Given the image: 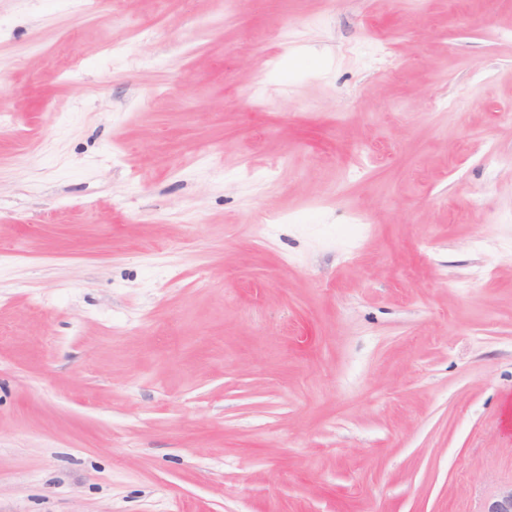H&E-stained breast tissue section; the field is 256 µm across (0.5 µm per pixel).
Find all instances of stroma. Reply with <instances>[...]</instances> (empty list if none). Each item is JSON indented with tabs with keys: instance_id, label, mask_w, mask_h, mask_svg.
I'll return each mask as SVG.
<instances>
[{
	"instance_id": "1",
	"label": "stroma",
	"mask_w": 512,
	"mask_h": 512,
	"mask_svg": "<svg viewBox=\"0 0 512 512\" xmlns=\"http://www.w3.org/2000/svg\"><path fill=\"white\" fill-rule=\"evenodd\" d=\"M0 110V512L512 484V0H0Z\"/></svg>"
}]
</instances>
